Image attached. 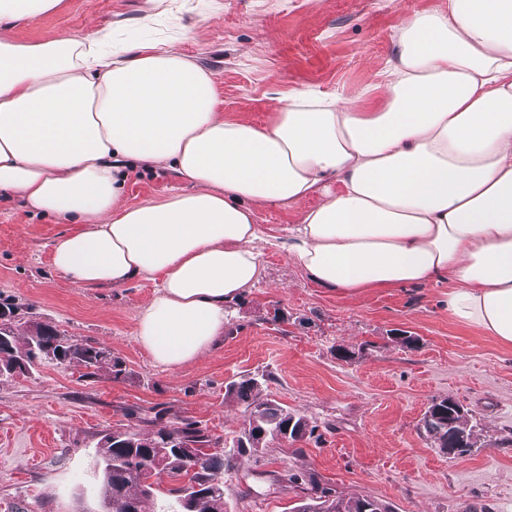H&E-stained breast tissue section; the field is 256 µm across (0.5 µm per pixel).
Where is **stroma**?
<instances>
[{
    "label": "stroma",
    "instance_id": "35a3bbf8",
    "mask_svg": "<svg viewBox=\"0 0 512 512\" xmlns=\"http://www.w3.org/2000/svg\"><path fill=\"white\" fill-rule=\"evenodd\" d=\"M442 0H64L59 10L0 25L18 42L87 36L109 26L119 42L157 37L212 70L225 117L263 122L297 88L335 94L371 81L392 56L401 16ZM183 182L131 172L125 198L159 199ZM70 220L35 215L0 191V299H10L123 362L120 376H87L76 362L0 382V512H102L96 450L117 428L147 434L193 423L233 443L241 406L226 386L264 377V397L307 417L315 432L292 446L234 456L224 512H290L302 494L288 475H317L336 496H370L392 512H512V347L453 322L445 283L356 296L312 282L286 248L258 242L262 273L224 305V336L198 361L157 365L135 342L155 286L88 288L50 263ZM417 347L396 342L401 332ZM454 399L481 446L448 458L422 428L432 401Z\"/></svg>",
    "mask_w": 512,
    "mask_h": 512
}]
</instances>
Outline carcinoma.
I'll return each mask as SVG.
<instances>
[{
  "label": "carcinoma",
  "instance_id": "obj_1",
  "mask_svg": "<svg viewBox=\"0 0 512 512\" xmlns=\"http://www.w3.org/2000/svg\"><path fill=\"white\" fill-rule=\"evenodd\" d=\"M0 308L9 315L7 325L12 334L10 345L0 348V373L5 377L15 376L17 370L27 375L40 366L48 358L42 341L53 337L56 338L52 349L54 359L76 357L90 376L103 369L116 377L122 373L120 360L110 356L98 360L99 353L105 350L100 344L74 340L48 323L27 319L13 303L1 302ZM262 386L261 380L244 377L226 389L227 394L243 405L249 451L257 452L273 442L292 445L313 434L305 416L263 398ZM422 428L435 447L441 450L448 447L447 418L428 410ZM122 434L125 447H114L109 432L102 437L100 448L102 495L104 502L112 503V512H125V504L131 501L139 504V512H160L157 497L164 476L175 482L167 493L176 502L187 496L198 500V512H224V464L231 456L211 447L212 440L203 429L186 423L162 427L150 436L128 430ZM305 491L307 501L298 506L297 512H390L388 506L375 498L337 497L313 477L308 479Z\"/></svg>",
  "mask_w": 512,
  "mask_h": 512
}]
</instances>
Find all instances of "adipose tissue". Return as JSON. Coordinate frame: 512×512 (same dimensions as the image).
<instances>
[{"mask_svg": "<svg viewBox=\"0 0 512 512\" xmlns=\"http://www.w3.org/2000/svg\"><path fill=\"white\" fill-rule=\"evenodd\" d=\"M391 42L376 81L294 90L254 124L157 43L0 37V191L75 221L52 242L60 276L157 283L136 341L170 369L223 337L225 302L258 280L268 205H300L288 252L315 284L444 282L454 322L512 347V0H444ZM137 166L192 189L126 203Z\"/></svg>", "mask_w": 512, "mask_h": 512, "instance_id": "1", "label": "adipose tissue"}]
</instances>
